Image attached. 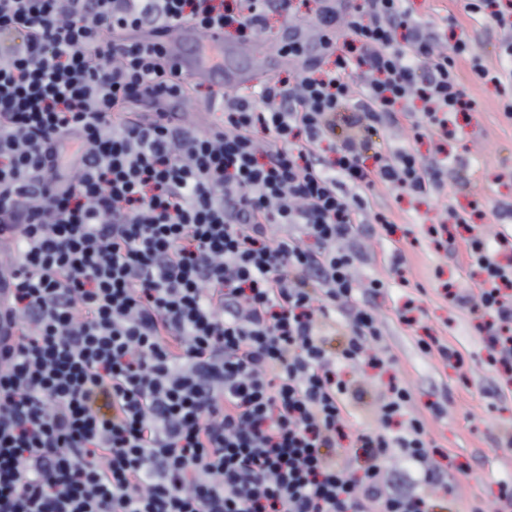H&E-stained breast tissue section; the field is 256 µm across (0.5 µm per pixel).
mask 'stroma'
Returning a JSON list of instances; mask_svg holds the SVG:
<instances>
[{
    "instance_id": "obj_1",
    "label": "stroma",
    "mask_w": 512,
    "mask_h": 512,
    "mask_svg": "<svg viewBox=\"0 0 512 512\" xmlns=\"http://www.w3.org/2000/svg\"><path fill=\"white\" fill-rule=\"evenodd\" d=\"M470 0H407L416 22L433 26L443 42L465 32L467 56L457 58L456 72L473 110L461 133L448 137L444 186L422 196L390 194L380 190L371 199L373 211L384 212L408 235L400 245L398 234L389 235L374 224L359 225L355 234L360 253L357 263L363 280L381 278V294H365L376 311L385 343L395 358L393 370L382 376L344 367L342 375L359 394L352 402L353 430L375 426L373 413L390 380H398L412 395L410 410L423 418L433 457L448 482L450 512H501L503 486H512V382L493 373L485 364L487 350L479 326L481 312L458 307L444 296L445 289H471L476 279L468 265L463 243L437 247L428 229L441 223L446 207L477 206L487 232L512 233V120L503 113L501 89L479 78L472 70L480 61L496 71L512 65L504 54L503 34L469 9ZM324 0H305L291 20L273 18L268 29L245 50L253 64H262L266 53L280 50L288 29L315 33ZM407 146L426 156L429 140L414 141L410 119L378 126L368 139L367 157L387 154ZM403 251L406 265L402 280H390L387 267L396 251ZM413 303L411 322L398 316ZM433 335L460 350L464 368L424 354L419 338ZM442 406L432 415L430 404Z\"/></svg>"
}]
</instances>
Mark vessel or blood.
Listing matches in <instances>:
<instances>
[{
	"label": "vessel or blood",
	"instance_id": "b4317fda",
	"mask_svg": "<svg viewBox=\"0 0 512 512\" xmlns=\"http://www.w3.org/2000/svg\"><path fill=\"white\" fill-rule=\"evenodd\" d=\"M153 36L161 42L168 59L182 72L191 85L203 84L216 90L233 88L241 90L260 84L278 70L279 62L269 59L258 70L234 64L240 48H225L224 33L220 30L201 32L197 28L182 24L175 27L154 29ZM162 110L169 122L179 124L186 117H193L198 124H205L211 108L197 102L191 94L164 99ZM11 278L8 269H0V335L10 337L14 325L9 314Z\"/></svg>",
	"mask_w": 512,
	"mask_h": 512
}]
</instances>
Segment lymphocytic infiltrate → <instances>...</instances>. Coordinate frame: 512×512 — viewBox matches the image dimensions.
<instances>
[{
  "label": "lymphocytic infiltrate",
  "instance_id": "obj_1",
  "mask_svg": "<svg viewBox=\"0 0 512 512\" xmlns=\"http://www.w3.org/2000/svg\"><path fill=\"white\" fill-rule=\"evenodd\" d=\"M404 3L366 0L330 67L225 94L200 128L115 121L184 85L139 31L248 40L295 0H0V225L20 227L0 512H432L442 479L406 387L356 437L362 477L341 448L342 367L392 361L350 241L367 220L394 229L376 187L423 194L443 172L406 148L368 161L366 137L416 98L418 140L471 107L467 40L435 53ZM466 245L496 316L488 365L512 368V234Z\"/></svg>",
  "mask_w": 512,
  "mask_h": 512
}]
</instances>
